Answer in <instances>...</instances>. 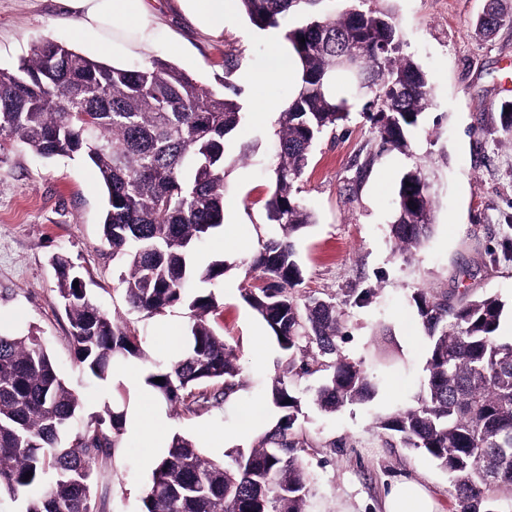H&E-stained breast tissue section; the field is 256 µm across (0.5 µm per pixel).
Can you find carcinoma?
<instances>
[{
    "label": "carcinoma",
    "instance_id": "cac0c4a2",
    "mask_svg": "<svg viewBox=\"0 0 512 512\" xmlns=\"http://www.w3.org/2000/svg\"><path fill=\"white\" fill-rule=\"evenodd\" d=\"M239 2L259 30L278 27L290 12L306 18L285 35L301 76L276 121L278 162L265 209L279 233L249 262L262 285L241 289L288 353L270 389L282 420L255 447L228 453L230 466L174 435L152 472L143 512H305L311 478L292 434L300 399L290 382L310 372L309 364L295 362L300 341L314 346L330 370L316 391L322 409L368 401L378 389L362 363L341 355L336 302L294 294L302 283L294 238L315 223L296 184L316 142L347 120L354 85L373 96L369 119L381 148L402 152L411 147L430 86L402 54L385 11L351 8L336 17L318 9L322 0ZM505 11L504 0H488L476 33L495 32ZM239 96L228 78L224 92L215 93L161 59L108 65L51 39L35 43L13 68H0V163L24 148L44 159L92 164L106 193L103 238L124 267L119 290L125 302L147 316L187 311L191 328L179 356L150 372L146 384L156 398L189 413L245 389L233 347L209 321L215 297L188 292L193 280L224 276V261L202 268L194 256L224 226L228 145L245 117ZM80 110L90 115L91 127L78 121ZM499 118L512 142L511 100L500 104ZM433 227V200L416 163L399 181L391 225L402 259L425 244ZM53 265L83 369L104 381L116 364L142 358L136 330L91 302L68 258L58 254ZM413 301L430 343L425 382L414 404L380 418L378 428L402 447L426 452L448 473L456 512H503L500 501L512 500V340L499 335L505 304L465 294L450 303L424 288ZM82 412L80 397L36 336L0 332V496L25 494L20 512H98L92 467L117 446L124 411L108 407L84 425Z\"/></svg>",
    "mask_w": 512,
    "mask_h": 512
}]
</instances>
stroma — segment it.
<instances>
[{
	"mask_svg": "<svg viewBox=\"0 0 512 512\" xmlns=\"http://www.w3.org/2000/svg\"><path fill=\"white\" fill-rule=\"evenodd\" d=\"M485 4L367 0V7L391 14L403 54L432 89L412 152L380 149L359 99L347 121L318 141L298 184V196L315 222L294 240L303 271L295 293L335 299L345 334L343 355L380 381L371 400L328 413L313 397L324 371L294 379L300 406L293 432L304 443L299 456L312 476L306 512H382L390 485L402 478L422 481L441 512H455L447 472L375 423L412 404L424 382L429 343L412 300L417 289L452 301L463 293L498 296L505 304L500 333L512 336V142L500 130L498 112L502 101L512 100V18L493 36L477 37L474 28ZM147 6L159 29L158 42L149 55L124 56L121 64L163 59L218 93L224 90L226 57L236 56L242 72L266 64L268 33L254 28L240 7H233L223 32L206 33L179 0H147ZM41 39L92 53L74 37L64 0H0V67L18 63ZM253 96L242 88L245 119L233 146L247 148L249 157L229 167L224 198V227L246 248L225 250L213 238L196 258L201 266L220 259L227 265L223 278L197 289L218 301L213 325L234 346L246 388L208 411L166 412L171 433L192 439L216 459L235 448H252L281 416L270 386L277 362L286 355L240 296L247 261L272 231L264 202L277 163V113L256 111ZM418 160L425 165L436 219L430 239L405 262L390 224L399 180ZM105 203L104 186L84 161L47 160L20 149L0 164V330L18 326L41 338L80 394L86 421L113 403L132 412L137 395L121 377L96 381L76 362L57 295L55 254L67 253L94 304L137 330L141 369L167 361L163 337L189 326L183 309L148 317L125 304L117 291L123 267L101 236ZM259 333L267 345L261 358L253 348ZM248 405L261 409L249 424L243 419ZM93 473L100 512H142L152 468L133 436L122 434L110 455L96 461Z\"/></svg>",
	"mask_w": 512,
	"mask_h": 512,
	"instance_id": "obj_1",
	"label": "stroma"
}]
</instances>
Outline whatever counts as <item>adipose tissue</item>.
<instances>
[{
	"label": "adipose tissue",
	"instance_id": "ef3b65f1",
	"mask_svg": "<svg viewBox=\"0 0 512 512\" xmlns=\"http://www.w3.org/2000/svg\"><path fill=\"white\" fill-rule=\"evenodd\" d=\"M73 14L74 29L92 50L109 52L123 47L126 53L143 55L155 45L158 31L144 0H67ZM121 376L139 396L128 431L143 447L163 446L169 427L142 372L122 370ZM384 512H439V504L424 483L402 480L393 484L384 500Z\"/></svg>",
	"mask_w": 512,
	"mask_h": 512
}]
</instances>
